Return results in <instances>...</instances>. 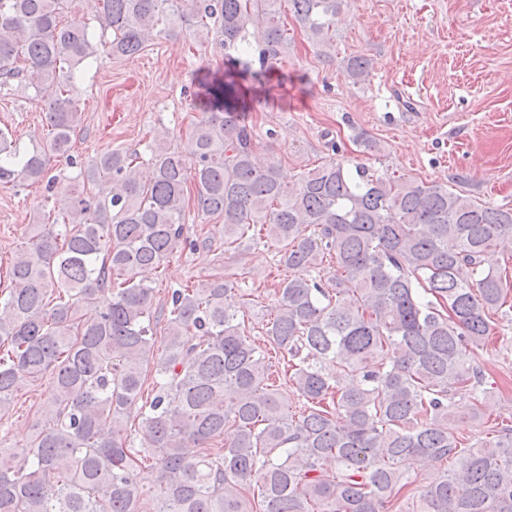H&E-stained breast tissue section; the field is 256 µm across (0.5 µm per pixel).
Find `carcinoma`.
<instances>
[{
	"label": "carcinoma",
	"mask_w": 512,
	"mask_h": 512,
	"mask_svg": "<svg viewBox=\"0 0 512 512\" xmlns=\"http://www.w3.org/2000/svg\"><path fill=\"white\" fill-rule=\"evenodd\" d=\"M284 1L313 44L333 49L343 0H93L112 55H135L158 25L184 23L224 47V71L206 84L212 106L182 147L158 133L144 175L120 149L83 162L82 181L110 179L112 190L58 192L57 217L30 225L14 256L0 291V413L29 382L49 378L52 394L32 440L0 448V512H143L147 496L153 512H403L415 458L455 466L409 512H512V427L466 446L448 425L455 395L478 423L491 396L476 351L505 296L482 257L512 235V209L335 159L285 186L242 117L261 98L237 82L261 81L288 56ZM63 6L0 0V88L34 89L48 129L24 151L0 129L1 185L45 180L51 191L50 158L76 164L70 86L95 50L82 17L61 19ZM368 67L354 57L345 69L362 78ZM190 183L197 209L224 219V239L251 241L258 227L291 272L267 338L308 404L299 416L268 352L245 335L244 294L226 277L172 291L165 352L153 356L154 288L140 273L207 245L185 235ZM326 255L336 272L317 279ZM105 291L111 303L86 315ZM132 412L162 452L148 487L125 434ZM228 425L224 448H211Z\"/></svg>",
	"instance_id": "1"
}]
</instances>
